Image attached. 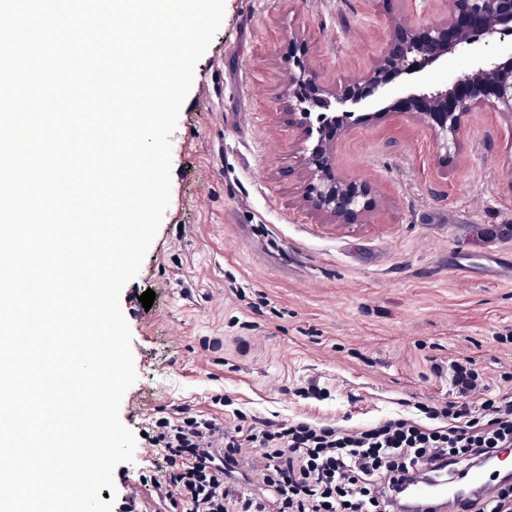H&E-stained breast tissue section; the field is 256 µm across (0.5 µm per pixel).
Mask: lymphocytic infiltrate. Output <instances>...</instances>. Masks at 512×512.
<instances>
[{"label":"lymphocytic infiltrate","mask_w":512,"mask_h":512,"mask_svg":"<svg viewBox=\"0 0 512 512\" xmlns=\"http://www.w3.org/2000/svg\"><path fill=\"white\" fill-rule=\"evenodd\" d=\"M452 400L415 402V415L344 428L311 418L237 412L232 425L187 411L156 420L157 484L174 512H398L409 477L483 463L512 447V396L496 395L469 356L432 364ZM256 452L272 500L236 493L227 466Z\"/></svg>","instance_id":"lymphocytic-infiltrate-1"}]
</instances>
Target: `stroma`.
I'll return each mask as SVG.
<instances>
[{
	"instance_id": "stroma-1",
	"label": "stroma",
	"mask_w": 512,
	"mask_h": 512,
	"mask_svg": "<svg viewBox=\"0 0 512 512\" xmlns=\"http://www.w3.org/2000/svg\"><path fill=\"white\" fill-rule=\"evenodd\" d=\"M395 18L447 24L448 0H225L170 136V203L120 295L140 400L120 405L136 446L114 470L117 498L131 485L154 496L144 430L176 406L220 418L228 400L261 417L362 426L403 413V400L446 397L430 362L459 354L512 393L498 379L512 345L496 340L512 332V270L493 262L512 255L511 114L474 108L449 149L413 114L361 109L330 164L370 188L371 210L336 224L303 200L291 53L343 88L382 58ZM460 261L467 276L451 272ZM262 299L258 317L250 305ZM304 381L325 399L293 396Z\"/></svg>"
}]
</instances>
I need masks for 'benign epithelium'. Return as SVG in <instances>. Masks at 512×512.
<instances>
[{
  "label": "benign epithelium",
  "mask_w": 512,
  "mask_h": 512,
  "mask_svg": "<svg viewBox=\"0 0 512 512\" xmlns=\"http://www.w3.org/2000/svg\"><path fill=\"white\" fill-rule=\"evenodd\" d=\"M512 38V0H451L448 25L417 28L406 21L391 24L381 61L360 80L338 91L322 86L300 58L293 61L288 82V112L315 117L317 126L305 137L317 136L306 149L304 165L312 183L307 206L338 224H358L370 205L366 186L342 183L330 172L329 151L337 121L354 117L367 99L387 100L388 112H412L447 140L456 138L463 116L478 105L512 112V56L505 62L480 58L470 73L444 87L419 84L408 91L396 87L404 75L426 67L476 43Z\"/></svg>",
  "instance_id": "1"
}]
</instances>
